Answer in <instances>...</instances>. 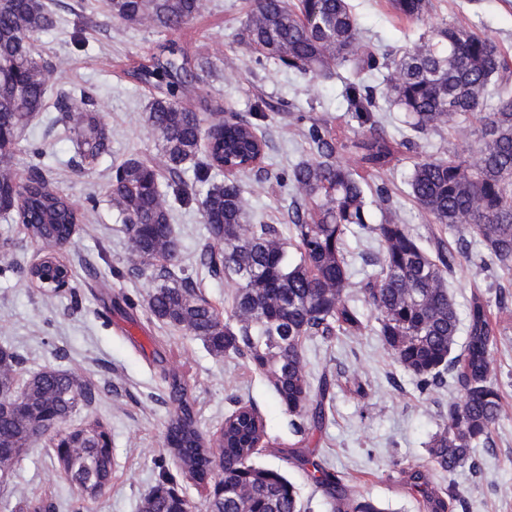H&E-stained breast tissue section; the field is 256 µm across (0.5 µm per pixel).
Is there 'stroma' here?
Returning a JSON list of instances; mask_svg holds the SVG:
<instances>
[{
  "label": "stroma",
  "instance_id": "35a3bbf8",
  "mask_svg": "<svg viewBox=\"0 0 512 512\" xmlns=\"http://www.w3.org/2000/svg\"><path fill=\"white\" fill-rule=\"evenodd\" d=\"M352 2L365 38L387 57L400 56L431 27L449 22L491 37L512 62V0H430L428 14L418 23L395 14L389 0ZM251 4L204 0L200 13L171 37L190 55L216 66L191 103H204L209 114L245 117L266 136L268 158L261 170L245 177V198L254 221L275 225L288 238L291 194L277 184L276 175L310 157L307 135L313 121L327 123L342 142L355 137L356 124L339 78L310 81L254 62L241 40ZM53 6L56 29L37 37L52 68L47 104L25 128L14 168L23 179L32 165L42 164L50 185L81 214L76 234L62 251L74 279L69 290L57 294L30 287L19 269L34 260L40 246L22 225L0 218V348H10L19 358L16 384L49 365L91 384L92 403L73 413L67 425L100 421L111 434L115 466L102 494L84 496L58 473L50 441L41 440L0 483V512H26L31 501L43 503L46 512H140L143 497L163 473L178 491L201 502L205 489L185 476L164 444L174 413L163 378L167 370L183 376L207 437H216L239 403L250 404L263 417L267 437L250 462L277 470L293 483L300 512H336V504L291 458V449L299 446L343 477L349 498L373 500L382 512H430L424 495L406 483L411 470L425 474L429 490L456 488L459 497L450 501L448 512H512V266L496 265L474 240L459 249L457 233L425 223L409 188L414 161L462 154L466 139L448 129L416 138L375 179L387 189L399 223L425 249L456 253L448 292L458 314H465L477 290L503 297L507 307L493 359L503 409L492 445L475 450L477 470L447 473L432 463L428 442L446 422L449 402L459 401L464 390L448 375L419 390L413 374L385 348L377 314L358 286L379 270L382 242L377 235L362 231L345 237L354 257V284L344 296L360 311L363 330L354 336H314L303 344L310 380L325 375L333 383L321 429H311L304 417L288 412L269 379L247 358L214 355L200 339L150 316L148 295L164 264L138 262L110 185L115 165L133 154L156 153V140L144 122L151 94L127 72L150 56L163 36L146 24L104 17L102 0H53ZM63 92L75 99L90 95L105 126L111 152L95 165L76 166L73 136L54 121L56 98ZM172 216L181 268L200 281L214 305L227 309L234 283L196 265L208 242L197 205L173 204Z\"/></svg>",
  "mask_w": 512,
  "mask_h": 512
}]
</instances>
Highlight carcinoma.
<instances>
[{"instance_id": "carcinoma-1", "label": "carcinoma", "mask_w": 512, "mask_h": 512, "mask_svg": "<svg viewBox=\"0 0 512 512\" xmlns=\"http://www.w3.org/2000/svg\"><path fill=\"white\" fill-rule=\"evenodd\" d=\"M400 16L419 21L429 0H391ZM105 17L126 24L148 21L160 33L181 28L201 9L202 0H105ZM313 20H304L305 12ZM56 12L44 0H0V195H17L22 207L3 215L24 224L34 242L71 236L79 222L77 209L51 189L39 165L21 180L11 171L16 133L41 111L48 91L50 66L38 51L37 35L52 30ZM242 40L263 59L312 79L331 76L336 62L350 63L344 97L361 137L345 145L356 167L336 160V139L314 124L308 135L315 157L296 164L288 180L299 189L289 212L299 261L288 251V239L269 224L248 223L244 187L239 176L254 162H264L269 148L250 122H231L218 131L204 127V113L188 101L210 69L192 59L171 39L128 71L129 78L153 89L156 96L145 122L156 133L163 168L138 156L125 159L111 184L112 201L144 259L172 262L177 248L166 196L183 203L184 176L193 170L194 200L215 245L199 254L209 273L235 282L230 318L221 319L213 303L196 290L194 280L166 268L154 286L148 310L156 320L182 328L203 341L215 355L238 354L272 382L289 412L305 416L315 428L325 420L330 383L311 385L303 366V340L357 333L363 328L358 309L343 299L350 287L345 235L351 226L367 230L383 242L380 269L365 297L378 312L380 336L394 360L418 378L423 390L452 372L464 389L463 399L448 406V420L429 442V455L443 471L475 466L473 450L491 443L499 420L502 393L492 376L493 352L500 326L492 300L475 291L467 306L466 341L452 355L459 319L448 294V277L457 258L439 251L430 256L404 225L391 219L372 223L373 208L386 201L366 192L360 170L378 172L412 139L391 141L375 135L377 102L374 87L361 79L365 71L392 67L400 78L386 96L405 114L407 131L419 136L448 126L466 129L470 114L489 109L470 135L474 146L464 157L432 158L413 165L411 195L427 222L477 236L492 261L512 263V72L495 42L453 23L428 36L398 59H381L364 42L349 0H255ZM57 111L72 124L80 163L110 151L109 137L93 110L72 106L61 97ZM237 176L212 181V173ZM16 356L0 348V386L14 384ZM168 399L175 405L165 439L182 472L196 484L223 483L221 494H208L198 512H297L295 486L273 469L252 470L247 464L255 445L266 437V422L243 403L224 419L214 439L198 427L194 403L182 377L165 374ZM26 407L67 420L93 400L90 386L67 370L44 367L20 387ZM77 447L55 454L62 476L81 493L95 496L112 480V441L104 426L90 423L74 429ZM36 443L31 420L0 414V450L18 455ZM222 457L213 473V454ZM308 476L337 502V512H382L371 500L353 502L342 478L310 458L294 452ZM190 501L163 475L146 494L140 512H184Z\"/></svg>"}]
</instances>
